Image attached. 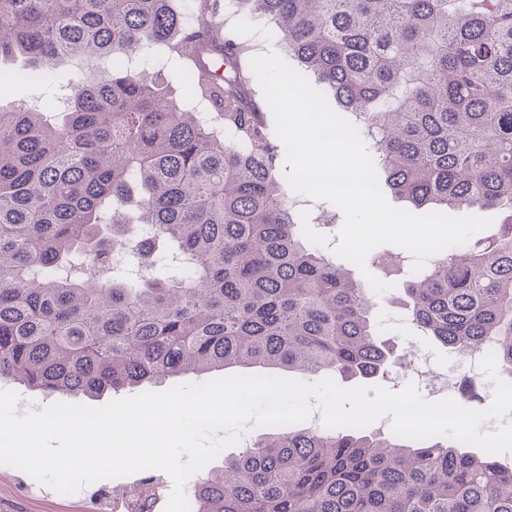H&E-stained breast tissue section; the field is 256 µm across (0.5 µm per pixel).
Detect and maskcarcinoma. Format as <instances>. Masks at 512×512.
Here are the masks:
<instances>
[{
    "instance_id": "carcinoma-1",
    "label": "carcinoma",
    "mask_w": 512,
    "mask_h": 512,
    "mask_svg": "<svg viewBox=\"0 0 512 512\" xmlns=\"http://www.w3.org/2000/svg\"><path fill=\"white\" fill-rule=\"evenodd\" d=\"M332 90L416 213L506 212L398 301L512 375V0H237ZM67 107L0 106V381L62 400L186 374L369 379L397 364L355 264L308 241L224 0H0V63ZM206 103L223 126L174 99ZM138 272L139 287L126 274ZM459 397L482 388L461 377ZM190 512H512V467L434 436L276 426L199 472Z\"/></svg>"
}]
</instances>
